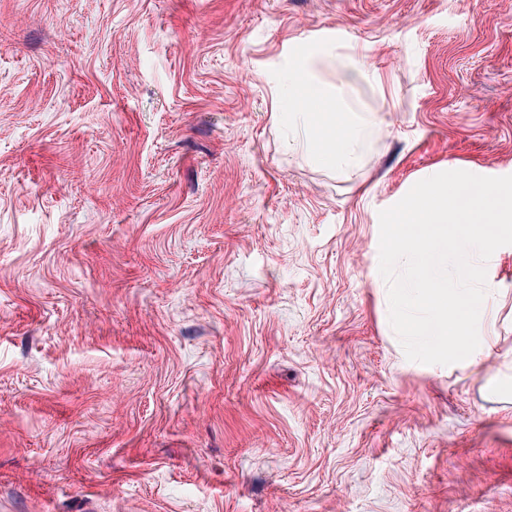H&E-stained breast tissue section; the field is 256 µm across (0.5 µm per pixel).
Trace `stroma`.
Returning a JSON list of instances; mask_svg holds the SVG:
<instances>
[{"label": "stroma", "mask_w": 512, "mask_h": 512, "mask_svg": "<svg viewBox=\"0 0 512 512\" xmlns=\"http://www.w3.org/2000/svg\"><path fill=\"white\" fill-rule=\"evenodd\" d=\"M379 78L346 174L280 102ZM512 175V0H0V512H512V245L478 366L408 360L379 213ZM332 66L339 75V83L329 85L317 75L320 68ZM301 73L305 80L298 86L294 75H288L293 88L284 100L288 116L298 120L297 143L300 148L318 164L345 173L359 165L361 148L373 133L374 117L365 111L350 107L342 96L343 88L361 82L376 81L377 71L370 70L364 57L357 52L336 56L318 57L304 61ZM317 100L320 112L330 116L333 126L341 129L336 136L333 132L313 130L304 117H310L311 103Z\"/></svg>", "instance_id": "stroma-1"}]
</instances>
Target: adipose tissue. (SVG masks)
I'll return each mask as SVG.
<instances>
[{
	"mask_svg": "<svg viewBox=\"0 0 512 512\" xmlns=\"http://www.w3.org/2000/svg\"><path fill=\"white\" fill-rule=\"evenodd\" d=\"M325 66L336 69L338 83L330 85L319 78L318 71ZM301 72L305 77L303 84L292 88L285 101L289 116L299 122L298 145L326 168L340 173L356 168L361 148L373 133L375 119L368 112L350 107L342 92L344 87L377 80V71L367 67L362 55L351 52L311 59L302 64ZM315 101L321 111L335 120L337 131H317L308 125L306 118Z\"/></svg>",
	"mask_w": 512,
	"mask_h": 512,
	"instance_id": "ef3b65f1",
	"label": "adipose tissue"
}]
</instances>
